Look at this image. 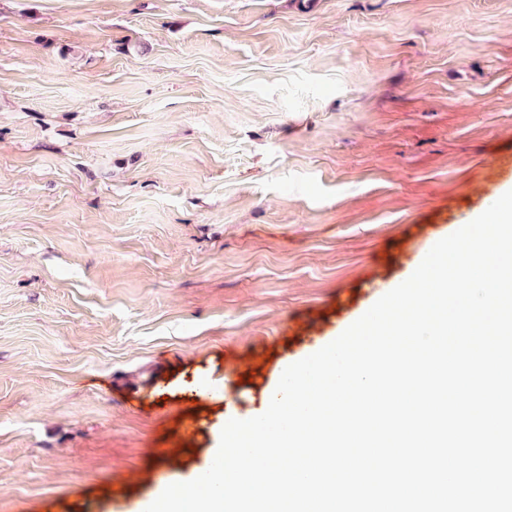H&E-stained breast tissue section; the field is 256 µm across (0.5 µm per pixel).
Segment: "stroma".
Segmentation results:
<instances>
[{
	"label": "stroma",
	"mask_w": 512,
	"mask_h": 512,
	"mask_svg": "<svg viewBox=\"0 0 512 512\" xmlns=\"http://www.w3.org/2000/svg\"><path fill=\"white\" fill-rule=\"evenodd\" d=\"M504 168L512 0H0V512L186 479Z\"/></svg>",
	"instance_id": "stroma-1"
}]
</instances>
